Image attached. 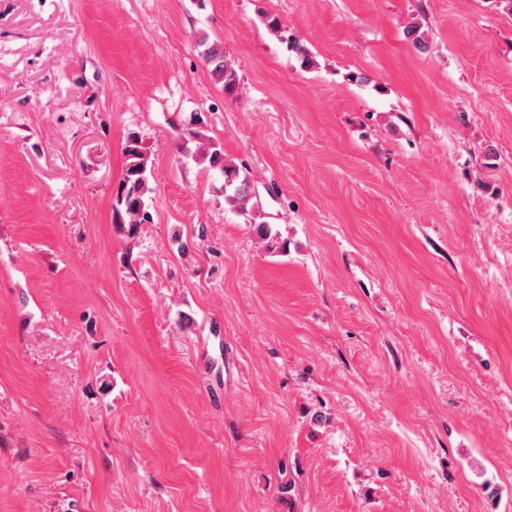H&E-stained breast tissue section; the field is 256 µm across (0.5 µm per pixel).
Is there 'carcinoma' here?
I'll use <instances>...</instances> for the list:
<instances>
[{"instance_id": "1", "label": "carcinoma", "mask_w": 512, "mask_h": 512, "mask_svg": "<svg viewBox=\"0 0 512 512\" xmlns=\"http://www.w3.org/2000/svg\"><path fill=\"white\" fill-rule=\"evenodd\" d=\"M201 56L212 78L222 85L224 93L233 94L238 88V75L234 64L224 54L218 41L204 37ZM178 152L208 172H215L222 179L216 191L224 196L230 210L251 215L256 213L252 182L246 168L237 166L224 153V146L205 133L202 116H191L184 135L180 137ZM153 161L150 153L141 146L137 136H128L124 147V168L116 192L112 196V223L126 224L135 229L152 221L150 208V177Z\"/></svg>"}]
</instances>
